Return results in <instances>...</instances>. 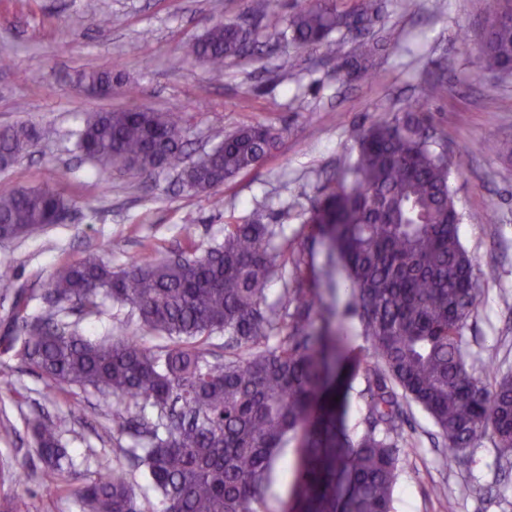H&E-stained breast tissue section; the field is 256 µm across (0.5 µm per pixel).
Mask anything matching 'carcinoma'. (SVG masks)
I'll return each mask as SVG.
<instances>
[{
  "instance_id": "obj_1",
  "label": "carcinoma",
  "mask_w": 512,
  "mask_h": 512,
  "mask_svg": "<svg viewBox=\"0 0 512 512\" xmlns=\"http://www.w3.org/2000/svg\"><path fill=\"white\" fill-rule=\"evenodd\" d=\"M259 16L285 42L321 45L341 28L369 29V10H338L315 0L286 18ZM251 32L219 21L192 45L210 69L249 52ZM372 51L364 38L337 62L348 74ZM488 73L512 69V20L495 18L481 44ZM90 89L112 86V75L83 71ZM183 117L177 109L88 113L75 130L77 148L98 169L121 163L148 172L180 171L183 187L205 194L266 158L277 143L270 127L216 132L217 146L185 162ZM25 125L0 128V168L35 141ZM353 141L337 186L311 211L347 272L373 361L366 429L351 437L344 424L346 386L335 384L331 361L342 340L308 330L321 298L285 288L268 301L271 280L285 276L287 242L269 224H226L224 240L197 254L187 240L177 256L151 249L122 267L99 253L57 267L46 284L54 310L31 317L16 295L12 319L21 335L1 336L0 351L16 352L66 394L93 389L112 411V429L134 439L124 456L147 472L165 512H258L283 448L296 443L288 512H395L402 457L401 400L421 406L443 439L445 459L492 433L502 456L512 454V376L493 387L468 368L462 331L477 309L479 260L462 245L450 188L444 139L421 106L380 115L349 130ZM69 201L54 187L0 195V235L18 238L55 223ZM101 298L136 309L160 343L127 336L92 340L64 320L78 309L99 313ZM224 332V355L210 339ZM48 486L73 494L83 512H142L131 470L118 461L78 486L67 483L73 459L60 424H31ZM0 512H29L18 492L0 496Z\"/></svg>"
}]
</instances>
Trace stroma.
<instances>
[{
	"label": "stroma",
	"mask_w": 512,
	"mask_h": 512,
	"mask_svg": "<svg viewBox=\"0 0 512 512\" xmlns=\"http://www.w3.org/2000/svg\"><path fill=\"white\" fill-rule=\"evenodd\" d=\"M369 36L378 47L367 71L336 70L356 31L341 29L327 44L298 49L251 14L252 0H0V126L32 125L29 152L0 170V195L20 188L62 186L71 198L62 223L18 239L0 240V267L35 316L51 308L45 284L61 263L104 251L125 264L149 245L162 253L186 241L206 250L224 239L228 224L261 221L282 228L296 256L308 262L302 285L317 289L322 308L311 329H337L348 337L350 376L345 424L361 433L374 365L366 357L359 311L343 268L329 269L328 247L307 219L313 205L338 180L350 149L347 129L424 100L449 159L463 158L450 186L461 216L460 240L480 260V303L463 330L467 362L488 384L512 374V158L497 146L512 140V75L487 78L478 46L494 12L512 0H377ZM109 15L101 28L99 15ZM217 20L251 30L254 52L228 62L223 73L189 56L190 45ZM84 70L111 72L110 94L88 93ZM443 76L436 98H424L427 79ZM149 107L183 112L191 158L216 144L214 128L232 132L263 125L279 134L276 149L249 171L196 195L176 172L98 171L75 146L74 130L86 113ZM337 288H329V279ZM80 331L100 339L135 336L154 345L131 306L105 301L101 314L77 319ZM90 390L55 395L28 364L0 353V494H25L29 512H82L72 496L46 493L43 465L28 428L47 416L61 423V441L82 471L111 465L126 436L109 431ZM399 441L410 454L402 464L396 512H512V458L499 456L494 437L465 452L454 466L443 459L442 440L430 417L405 405ZM20 469L14 485L11 469Z\"/></svg>",
	"instance_id": "35a3bbf8"
}]
</instances>
